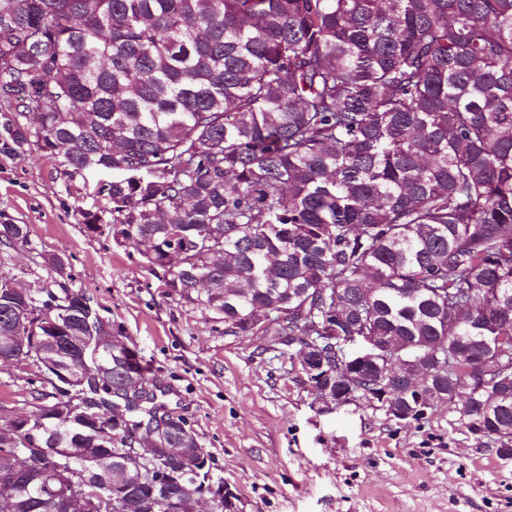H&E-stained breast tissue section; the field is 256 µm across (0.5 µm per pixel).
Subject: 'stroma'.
<instances>
[{
    "label": "stroma",
    "mask_w": 512,
    "mask_h": 512,
    "mask_svg": "<svg viewBox=\"0 0 512 512\" xmlns=\"http://www.w3.org/2000/svg\"><path fill=\"white\" fill-rule=\"evenodd\" d=\"M98 178L60 157L0 145V223L24 224L11 273L25 287L84 290L164 387L210 453L240 512H512V460L479 444L438 409L401 424L384 411L326 408L279 351L228 336L211 311L165 295L140 246L112 225L87 232L82 210ZM63 260L50 270L49 257ZM31 375L0 364V414H22Z\"/></svg>",
    "instance_id": "1"
}]
</instances>
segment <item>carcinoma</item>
Here are the masks:
<instances>
[{"mask_svg": "<svg viewBox=\"0 0 512 512\" xmlns=\"http://www.w3.org/2000/svg\"><path fill=\"white\" fill-rule=\"evenodd\" d=\"M19 92L3 146L112 173L115 233L151 242L167 295L264 350L319 343L317 384L366 407L378 367L345 373L323 337L443 357L429 384L468 395L461 424L512 437V395L491 387L512 375V0H0V96ZM28 244L27 225L0 224V245ZM12 279L0 351L12 337L42 390L0 424V512H197L201 493L231 512L91 299ZM53 306L63 327L26 338L19 316ZM77 391L109 412L80 436ZM47 448L75 450L82 485L5 482L16 451Z\"/></svg>", "mask_w": 512, "mask_h": 512, "instance_id": "1", "label": "carcinoma"}]
</instances>
